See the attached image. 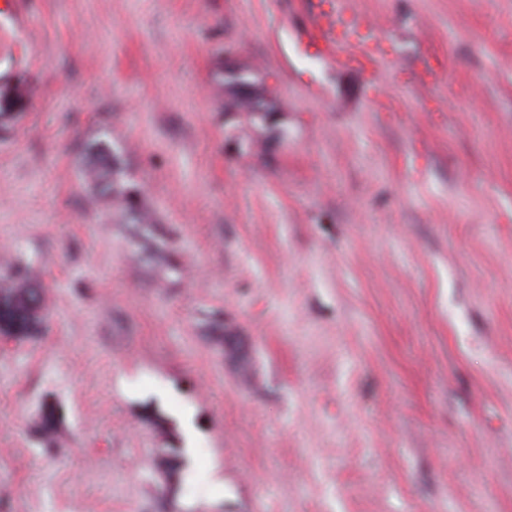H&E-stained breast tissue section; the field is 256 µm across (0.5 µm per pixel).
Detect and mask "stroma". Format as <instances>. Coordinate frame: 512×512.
I'll return each instance as SVG.
<instances>
[{"label":"stroma","instance_id":"stroma-1","mask_svg":"<svg viewBox=\"0 0 512 512\" xmlns=\"http://www.w3.org/2000/svg\"><path fill=\"white\" fill-rule=\"evenodd\" d=\"M348 6L0 0V512H512V0ZM311 3L315 7L308 18L307 34L316 54L336 59L342 67L373 70V56L364 53L362 47L378 43L379 33L364 27L354 14L346 16L337 0H312ZM324 4H332V7L325 9ZM349 46H356L360 51L344 49ZM6 280L5 286L0 287V303L3 301L8 304L22 320L17 338H27L34 334L47 317L43 298L38 308L29 304V295L35 301V294L41 293V289L26 268L13 270Z\"/></svg>","mask_w":512,"mask_h":512}]
</instances>
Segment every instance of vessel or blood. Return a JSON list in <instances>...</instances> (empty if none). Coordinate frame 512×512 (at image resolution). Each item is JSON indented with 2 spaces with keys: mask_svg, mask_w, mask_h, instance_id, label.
Instances as JSON below:
<instances>
[{
  "mask_svg": "<svg viewBox=\"0 0 512 512\" xmlns=\"http://www.w3.org/2000/svg\"><path fill=\"white\" fill-rule=\"evenodd\" d=\"M314 9L308 18L307 34L316 54L336 60L340 66L372 69L374 59L363 52V45L380 40L377 31L364 27L339 5L328 0H312Z\"/></svg>",
  "mask_w": 512,
  "mask_h": 512,
  "instance_id": "b4317fda",
  "label": "vessel or blood"
}]
</instances>
